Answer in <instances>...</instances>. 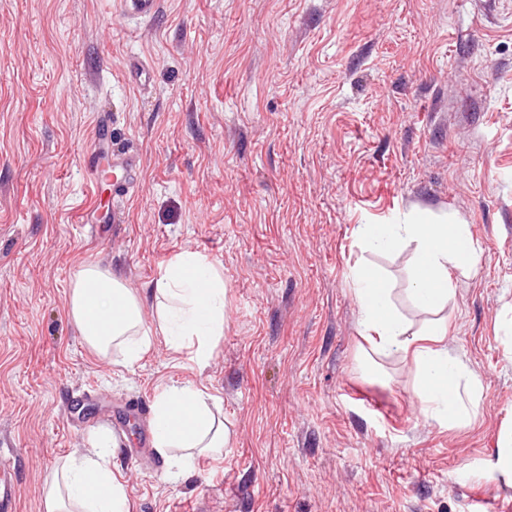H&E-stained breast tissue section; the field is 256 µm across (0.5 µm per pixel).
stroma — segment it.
Masks as SVG:
<instances>
[{"instance_id":"obj_1","label":"stroma","mask_w":512,"mask_h":512,"mask_svg":"<svg viewBox=\"0 0 512 512\" xmlns=\"http://www.w3.org/2000/svg\"><path fill=\"white\" fill-rule=\"evenodd\" d=\"M152 78L138 88L129 61ZM143 177L114 202L83 153L98 117ZM123 219L80 232L91 204ZM415 210L468 225L448 347L481 385L448 427L402 355L361 364L350 278L385 273L401 313L410 247L365 251L361 224ZM190 248L227 287L209 366L163 337L134 366L68 314L92 263L146 294ZM194 383L236 430L188 469L143 447L157 392ZM512 427V0H0V449L17 512L72 454L115 442L129 512H512L491 463Z\"/></svg>"}]
</instances>
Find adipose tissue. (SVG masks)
<instances>
[{"label": "adipose tissue", "mask_w": 512, "mask_h": 512, "mask_svg": "<svg viewBox=\"0 0 512 512\" xmlns=\"http://www.w3.org/2000/svg\"><path fill=\"white\" fill-rule=\"evenodd\" d=\"M357 234L372 253L414 247L407 293L414 307L438 313L437 321L413 330L396 308L393 290L380 270L354 268L351 278L360 310L362 337L375 352L398 351L415 362V394L425 412L455 427L469 423L481 397L476 377L448 349L443 311L454 293V277L471 271L477 245L468 228L416 213L397 224H362ZM155 327H147L140 298L111 269L88 266L74 280L69 314L84 342L101 355L118 352L130 367L150 350L154 336L169 349L189 351L206 368L224 334L226 287L214 264L185 249L173 256L153 282ZM211 396L193 384L163 387L153 402V448L163 459L172 451L190 460L194 452L222 455L234 434L210 405ZM127 491L112 470V455L97 451L70 457L45 489V512H127Z\"/></svg>", "instance_id": "adipose-tissue-1"}]
</instances>
